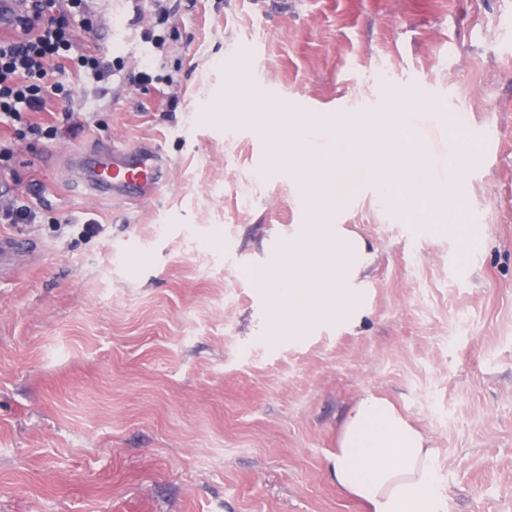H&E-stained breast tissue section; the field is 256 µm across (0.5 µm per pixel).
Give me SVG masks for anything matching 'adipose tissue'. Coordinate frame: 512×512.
<instances>
[{"instance_id": "adipose-tissue-1", "label": "adipose tissue", "mask_w": 512, "mask_h": 512, "mask_svg": "<svg viewBox=\"0 0 512 512\" xmlns=\"http://www.w3.org/2000/svg\"><path fill=\"white\" fill-rule=\"evenodd\" d=\"M435 455L429 438L392 401L368 395L348 411L329 467L369 512H442Z\"/></svg>"}]
</instances>
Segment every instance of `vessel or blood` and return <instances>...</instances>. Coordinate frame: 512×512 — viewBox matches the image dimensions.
Instances as JSON below:
<instances>
[{
    "mask_svg": "<svg viewBox=\"0 0 512 512\" xmlns=\"http://www.w3.org/2000/svg\"><path fill=\"white\" fill-rule=\"evenodd\" d=\"M23 10L22 0H0L1 36H10L18 31ZM166 171V162L155 147L134 150L112 147L75 155L70 176L76 188L102 198L128 200L149 195L160 185Z\"/></svg>",
    "mask_w": 512,
    "mask_h": 512,
    "instance_id": "obj_1",
    "label": "vessel or blood"
}]
</instances>
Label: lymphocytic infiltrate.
Returning <instances> with one entry per match:
<instances>
[{"instance_id":"1","label":"lymphocytic infiltrate","mask_w":512,"mask_h":512,"mask_svg":"<svg viewBox=\"0 0 512 512\" xmlns=\"http://www.w3.org/2000/svg\"><path fill=\"white\" fill-rule=\"evenodd\" d=\"M87 0H28L24 36L0 40V126L47 105L71 103L61 77L71 69L100 80L111 66L81 43L76 23H87Z\"/></svg>"}]
</instances>
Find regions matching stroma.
<instances>
[{"label": "stroma", "instance_id": "35a3bbf8", "mask_svg": "<svg viewBox=\"0 0 512 512\" xmlns=\"http://www.w3.org/2000/svg\"><path fill=\"white\" fill-rule=\"evenodd\" d=\"M512 0H93L82 41L120 68L74 80L72 121L13 141L0 196L41 216L0 277V512H366L328 467L359 398L393 401L437 450L444 512H512ZM257 47L254 126L224 112V60ZM151 61L155 79L132 77ZM428 82L419 140L448 176V115L496 134L459 193L481 232L417 229L357 169L325 216L374 252L367 306L304 344L263 331L245 270L307 223L283 107L389 108ZM160 144L167 183L80 194L70 157ZM100 225L83 237L77 225Z\"/></svg>", "mask_w": 512, "mask_h": 512}]
</instances>
